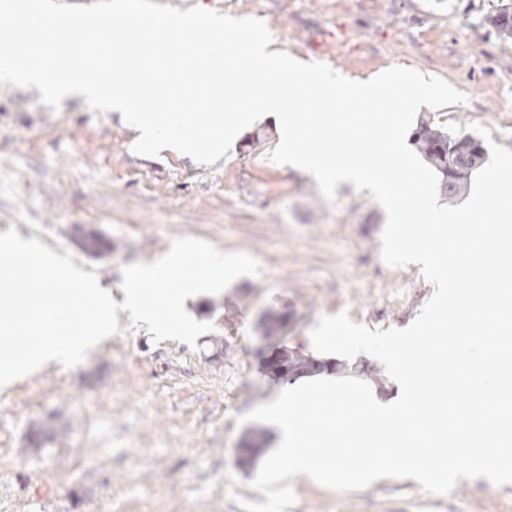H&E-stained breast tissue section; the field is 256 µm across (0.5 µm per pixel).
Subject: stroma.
Segmentation results:
<instances>
[{"instance_id": "obj_1", "label": "stroma", "mask_w": 512, "mask_h": 512, "mask_svg": "<svg viewBox=\"0 0 512 512\" xmlns=\"http://www.w3.org/2000/svg\"><path fill=\"white\" fill-rule=\"evenodd\" d=\"M191 2L260 19L278 50L352 80L393 66L442 78L466 102L420 115L462 136L479 125L512 150V41L483 24L488 0ZM134 137L120 113L81 97L54 109L36 88L0 83V233L51 241L117 302L123 267L159 260L180 236L247 253L259 271L190 303L214 326L195 346L153 343L121 310L118 332L79 366L51 362L0 389V512H243L241 500L264 502L253 488L260 461L236 462L254 430L275 437L244 419L278 386L259 354L262 315L286 317L289 347L307 355L323 317L400 329L434 292L419 265L383 262L386 215L371 195L341 185L326 201L306 173L271 160L275 123L255 125L214 165L167 149L137 155ZM82 228L111 250L85 252ZM52 414L59 437L34 450L29 430ZM290 484L285 512H512V484L483 478L443 495L406 478L346 493L306 477Z\"/></svg>"}]
</instances>
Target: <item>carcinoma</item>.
Returning a JSON list of instances; mask_svg holds the SVG:
<instances>
[{
	"label": "carcinoma",
	"instance_id": "carcinoma-1",
	"mask_svg": "<svg viewBox=\"0 0 512 512\" xmlns=\"http://www.w3.org/2000/svg\"><path fill=\"white\" fill-rule=\"evenodd\" d=\"M482 22L488 25L499 37L512 40V0H496L483 15ZM416 150L434 166L439 174L438 190L450 198L462 193L471 173L477 169L486 156V151L476 152L474 145H483L478 138L455 136L445 127L429 120H422L412 133ZM288 327V322L281 321L276 326L267 328V340L274 342L283 352L292 369L298 371L315 364L310 357H304L282 346L283 337L279 333ZM57 435V429L39 425L31 429L29 444L41 448Z\"/></svg>",
	"mask_w": 512,
	"mask_h": 512
}]
</instances>
